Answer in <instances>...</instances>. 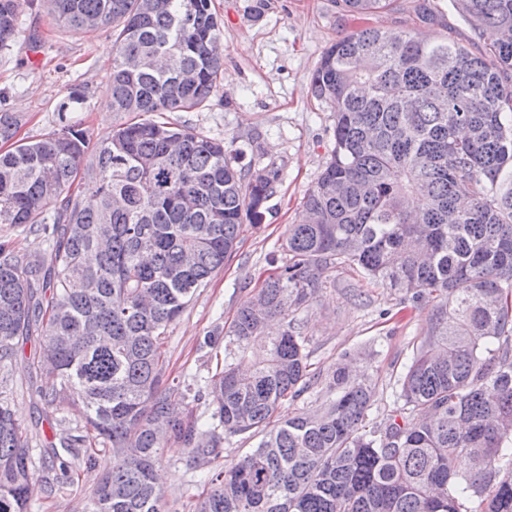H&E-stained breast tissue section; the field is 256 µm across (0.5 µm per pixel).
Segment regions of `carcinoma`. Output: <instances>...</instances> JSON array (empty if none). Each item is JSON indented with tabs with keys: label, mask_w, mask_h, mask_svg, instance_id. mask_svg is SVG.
<instances>
[{
	"label": "carcinoma",
	"mask_w": 512,
	"mask_h": 512,
	"mask_svg": "<svg viewBox=\"0 0 512 512\" xmlns=\"http://www.w3.org/2000/svg\"><path fill=\"white\" fill-rule=\"evenodd\" d=\"M31 2L0 0V49ZM152 2L46 0L71 31L112 28L110 107L137 120L95 139L66 118L83 104L73 90L56 129L0 153V226L50 249L45 262L0 242V370L40 332L30 367L43 405L112 453L86 512H164L161 450L210 462L237 435L256 447L212 475L193 512H512V40L475 54L362 26L324 52L311 91L336 111L330 158L288 225V260L224 335L204 338L224 342L223 364L190 383L166 377V333L236 251L243 221H262L278 174L242 170L224 141L160 120L217 91L223 59L209 46L224 21L212 0ZM454 2L474 30L512 31V0ZM391 4L338 0L356 19ZM167 51L166 65L127 71ZM20 124L0 110V141ZM338 266L406 304L433 297L393 414L374 426L372 377L345 363L312 372L298 319ZM275 317L283 329L268 336ZM320 380L317 408L277 418ZM38 479L56 492L0 397V512H28Z\"/></svg>",
	"instance_id": "carcinoma-1"
}]
</instances>
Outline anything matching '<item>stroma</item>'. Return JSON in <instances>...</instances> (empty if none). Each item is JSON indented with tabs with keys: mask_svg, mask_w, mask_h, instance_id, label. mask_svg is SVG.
Instances as JSON below:
<instances>
[{
	"mask_svg": "<svg viewBox=\"0 0 512 512\" xmlns=\"http://www.w3.org/2000/svg\"><path fill=\"white\" fill-rule=\"evenodd\" d=\"M224 20L220 42L223 68L209 105L196 112H173L169 119L224 141L239 152L241 165L277 171L276 194L266 204L261 223H244L236 253L169 328L164 344L167 373L181 379L204 376L210 366L205 336L229 326L237 309L274 273L271 257H282L288 225L299 218L304 194L314 184L333 149L334 108L314 99L310 84L322 53L357 28L333 0H268L260 20L247 13L249 0H213ZM416 0H394L390 10L371 16L370 25L425 37L446 36L482 52L492 44V31L475 33L454 0H430L439 21L422 23ZM112 30L76 33L62 27L45 0H34L19 18L18 36L0 50V109L22 115L18 138L33 141L55 129L60 103L71 90L84 98L71 121L94 137L119 123L109 107ZM323 286L302 312L304 334L314 369L324 372L343 356L353 355L370 367L375 380L371 422L391 414L389 380L399 371L424 328L430 307L403 306L400 293L361 280L344 268L326 270ZM37 337L18 349L0 394L12 401L34 456L63 439L78 436L62 412L46 408L36 392L29 368ZM84 448L64 453V468L53 476L61 488L50 497L35 491L29 512H84L92 490L111 469L112 456L95 448L87 464ZM212 463H192L180 449H163L157 466L164 475L167 512H192Z\"/></svg>",
	"mask_w": 512,
	"mask_h": 512,
	"instance_id": "obj_1",
	"label": "stroma"
}]
</instances>
